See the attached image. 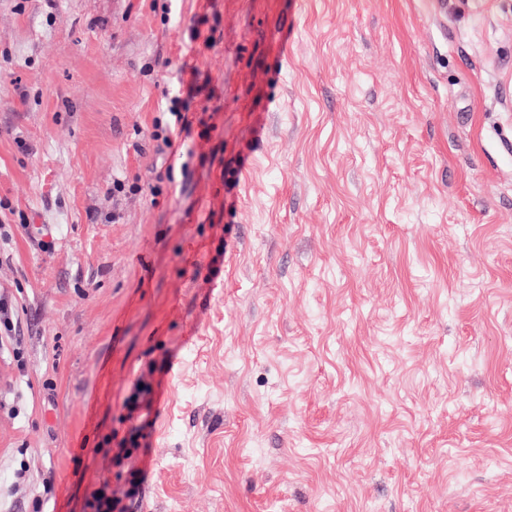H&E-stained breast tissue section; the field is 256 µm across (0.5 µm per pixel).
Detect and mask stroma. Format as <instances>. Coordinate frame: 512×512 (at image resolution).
<instances>
[{"label": "stroma", "mask_w": 512, "mask_h": 512, "mask_svg": "<svg viewBox=\"0 0 512 512\" xmlns=\"http://www.w3.org/2000/svg\"><path fill=\"white\" fill-rule=\"evenodd\" d=\"M1 224L0 512H512V0H0Z\"/></svg>", "instance_id": "35a3bbf8"}]
</instances>
